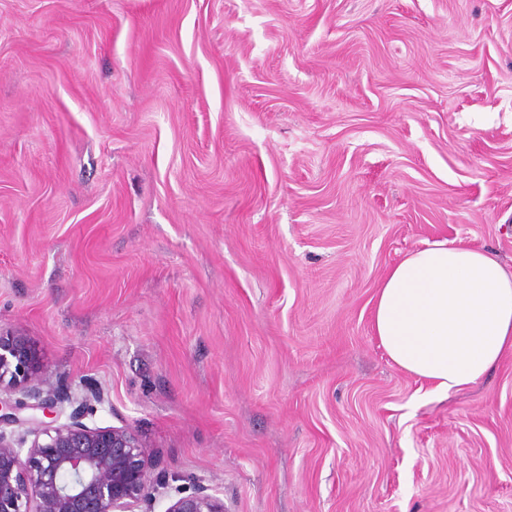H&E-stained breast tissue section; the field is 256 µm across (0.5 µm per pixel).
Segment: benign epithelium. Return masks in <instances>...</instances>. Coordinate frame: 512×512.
Wrapping results in <instances>:
<instances>
[{"mask_svg": "<svg viewBox=\"0 0 512 512\" xmlns=\"http://www.w3.org/2000/svg\"><path fill=\"white\" fill-rule=\"evenodd\" d=\"M2 392L8 397H0V512H127L147 497L153 469L139 437L128 427L85 424L100 394L79 400L50 385L19 331L0 332ZM14 425L28 426L33 439L2 430ZM165 512H224V501L198 490Z\"/></svg>", "mask_w": 512, "mask_h": 512, "instance_id": "benign-epithelium-1", "label": "benign epithelium"}]
</instances>
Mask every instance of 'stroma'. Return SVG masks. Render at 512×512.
<instances>
[{
    "label": "stroma",
    "instance_id": "stroma-1",
    "mask_svg": "<svg viewBox=\"0 0 512 512\" xmlns=\"http://www.w3.org/2000/svg\"><path fill=\"white\" fill-rule=\"evenodd\" d=\"M512 269V0H0V329L224 512H512V354L445 395L373 300Z\"/></svg>",
    "mask_w": 512,
    "mask_h": 512
}]
</instances>
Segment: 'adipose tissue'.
Returning a JSON list of instances; mask_svg holds the SVG:
<instances>
[{
  "mask_svg": "<svg viewBox=\"0 0 512 512\" xmlns=\"http://www.w3.org/2000/svg\"><path fill=\"white\" fill-rule=\"evenodd\" d=\"M372 329L391 362L433 391L469 387L512 352V271L482 248L425 243L383 278Z\"/></svg>",
  "mask_w": 512,
  "mask_h": 512,
  "instance_id": "ef3b65f1",
  "label": "adipose tissue"
}]
</instances>
